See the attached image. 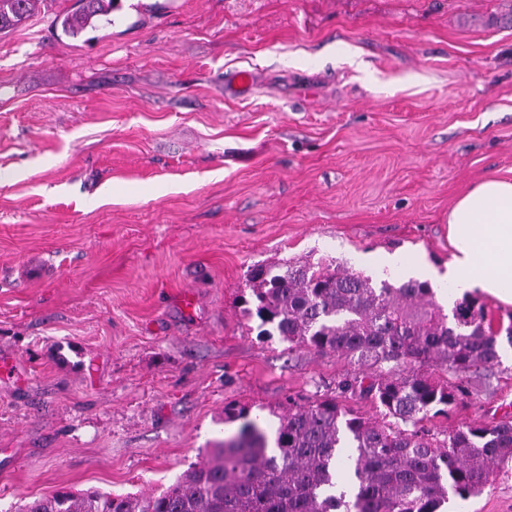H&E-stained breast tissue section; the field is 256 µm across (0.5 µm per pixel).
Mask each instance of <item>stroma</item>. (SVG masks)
I'll use <instances>...</instances> for the list:
<instances>
[{"instance_id":"35a3bbf8","label":"stroma","mask_w":512,"mask_h":512,"mask_svg":"<svg viewBox=\"0 0 512 512\" xmlns=\"http://www.w3.org/2000/svg\"><path fill=\"white\" fill-rule=\"evenodd\" d=\"M0 34V512L149 494L353 361L260 336L257 264L444 271L448 210L512 177V0H117ZM252 75L249 93L231 84ZM438 431L512 417V346ZM443 512H512V468ZM77 8L55 17L63 34L69 38H78L87 28H96L98 22L112 14L116 0H78Z\"/></svg>"}]
</instances>
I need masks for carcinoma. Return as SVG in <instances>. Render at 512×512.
I'll list each match as a JSON object with an SVG mask.
<instances>
[{
    "instance_id": "cac0c4a2",
    "label": "carcinoma",
    "mask_w": 512,
    "mask_h": 512,
    "mask_svg": "<svg viewBox=\"0 0 512 512\" xmlns=\"http://www.w3.org/2000/svg\"><path fill=\"white\" fill-rule=\"evenodd\" d=\"M37 2L0 0V33L26 21ZM115 3L77 0L55 22L75 39L108 18ZM249 290L243 313L260 321L261 335L379 366L369 382L356 375L338 390L361 387L382 407L381 420L335 397L290 398L271 449L250 409L228 405L227 420H244L238 433L160 493L58 490L27 501L22 512H437L451 493L462 500L481 493L512 461L511 420L436 434L419 428L465 395L462 384L438 382L421 367L440 365L463 379L497 364L500 337L512 346V315L495 326L485 305L466 295L448 315L427 281L376 284L345 267L289 264L276 272L258 265ZM345 448L352 454L343 455Z\"/></svg>"
}]
</instances>
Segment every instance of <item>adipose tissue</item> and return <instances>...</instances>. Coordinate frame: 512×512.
<instances>
[{
	"instance_id": "1",
	"label": "adipose tissue",
	"mask_w": 512,
	"mask_h": 512,
	"mask_svg": "<svg viewBox=\"0 0 512 512\" xmlns=\"http://www.w3.org/2000/svg\"><path fill=\"white\" fill-rule=\"evenodd\" d=\"M456 293L477 291L512 305V178L488 177L448 211Z\"/></svg>"
}]
</instances>
